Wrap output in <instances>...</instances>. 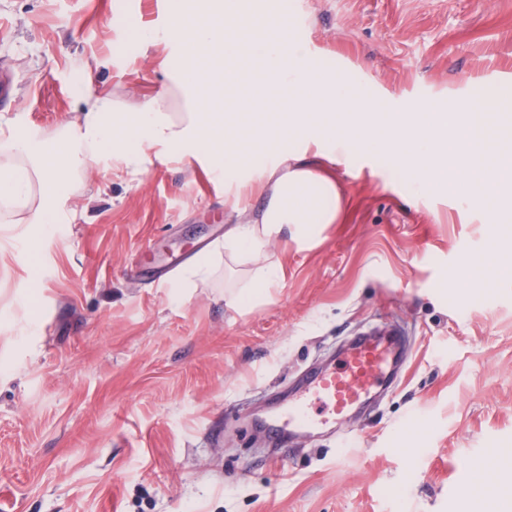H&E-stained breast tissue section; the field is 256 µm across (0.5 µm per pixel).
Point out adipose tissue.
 Here are the masks:
<instances>
[{
    "label": "adipose tissue",
    "mask_w": 512,
    "mask_h": 512,
    "mask_svg": "<svg viewBox=\"0 0 512 512\" xmlns=\"http://www.w3.org/2000/svg\"><path fill=\"white\" fill-rule=\"evenodd\" d=\"M237 21V0H189L170 25L141 26L143 41L196 65L168 74L164 92L125 122L111 95L102 94L68 113L51 137L14 120L0 123V223H59L66 204L60 185L105 159L139 168L153 157L190 152L220 179L243 150L289 145L263 176L265 205L246 212L225 231L222 249L198 254L178 277V287L193 288L214 277L220 256L250 263V287L232 297L243 305L282 275L270 255L273 241L287 236L301 244L321 225L339 222L343 197L326 167L332 144H366L392 167L416 174L412 191L461 190L472 207L492 215L503 192H512V157L495 152L505 135L493 123L494 105L452 99L442 111L421 114L355 100L342 77L320 73L306 49L288 40L281 19L233 44L235 54L261 68L259 90L231 105L227 92L240 77L220 62L224 34Z\"/></svg>",
    "instance_id": "adipose-tissue-1"
}]
</instances>
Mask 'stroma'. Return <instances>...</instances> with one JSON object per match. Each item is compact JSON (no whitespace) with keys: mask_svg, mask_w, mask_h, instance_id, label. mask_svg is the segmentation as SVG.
<instances>
[{"mask_svg":"<svg viewBox=\"0 0 512 512\" xmlns=\"http://www.w3.org/2000/svg\"><path fill=\"white\" fill-rule=\"evenodd\" d=\"M288 18L309 56L393 110L437 112L480 82L512 95V0H290ZM135 20L169 22L161 0H0V76L16 80L0 115L51 135L85 96L130 112L158 94L177 60L129 43ZM351 151L333 167L343 223L274 242L283 275L245 307L223 280L179 291L171 272L259 207L232 185L273 152L220 183L192 159L104 162L48 236L0 226V512H494L502 463L475 492L468 459L512 448V257L484 277L460 261L491 256L512 213L491 225L463 194L412 196ZM387 322L408 333L394 386L274 443L265 419ZM419 410L431 430L392 453Z\"/></svg>","mask_w":512,"mask_h":512,"instance_id":"stroma-1","label":"stroma"}]
</instances>
